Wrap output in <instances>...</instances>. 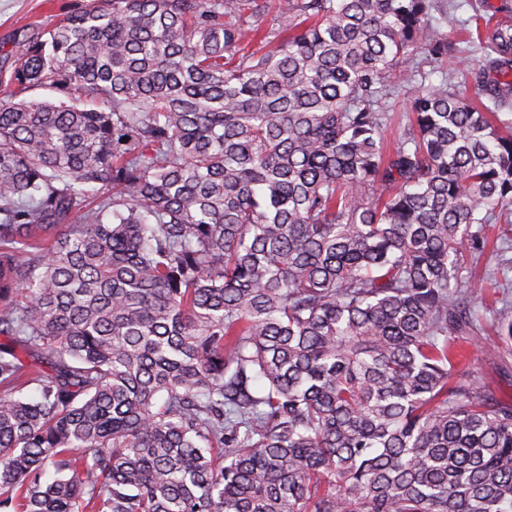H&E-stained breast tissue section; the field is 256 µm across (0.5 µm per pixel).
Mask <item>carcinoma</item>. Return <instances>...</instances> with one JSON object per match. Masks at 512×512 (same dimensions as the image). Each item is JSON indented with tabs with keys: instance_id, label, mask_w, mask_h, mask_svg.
I'll return each mask as SVG.
<instances>
[{
	"instance_id": "carcinoma-1",
	"label": "carcinoma",
	"mask_w": 512,
	"mask_h": 512,
	"mask_svg": "<svg viewBox=\"0 0 512 512\" xmlns=\"http://www.w3.org/2000/svg\"><path fill=\"white\" fill-rule=\"evenodd\" d=\"M265 9L89 0L14 54L100 107L0 98V512H512V398L452 380L512 208V23L481 102L422 74L388 151L455 10ZM415 70L416 69L400 67L391 79V85L394 90L391 103L395 113V120L385 133L388 141L391 143H395L398 140L401 132L398 127V121L401 122V116L405 115L409 108L411 87L414 84V80L418 78V76L414 77V74H417L414 72Z\"/></svg>"
}]
</instances>
